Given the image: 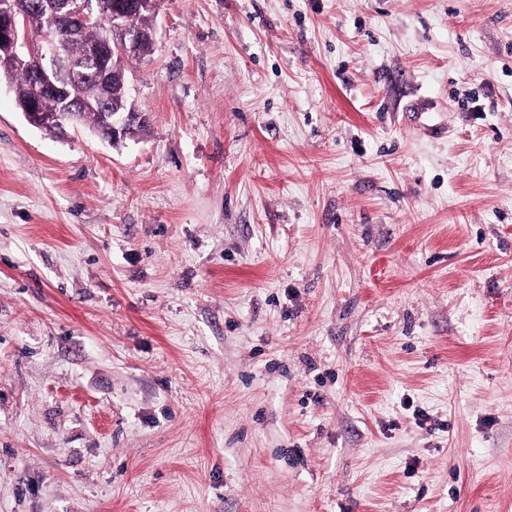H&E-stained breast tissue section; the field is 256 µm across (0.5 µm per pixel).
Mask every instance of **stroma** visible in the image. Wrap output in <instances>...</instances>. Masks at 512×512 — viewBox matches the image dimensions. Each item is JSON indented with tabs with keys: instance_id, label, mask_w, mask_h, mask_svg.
<instances>
[{
	"instance_id": "35a3bbf8",
	"label": "stroma",
	"mask_w": 512,
	"mask_h": 512,
	"mask_svg": "<svg viewBox=\"0 0 512 512\" xmlns=\"http://www.w3.org/2000/svg\"><path fill=\"white\" fill-rule=\"evenodd\" d=\"M147 126L0 83V512H512V0H161Z\"/></svg>"
}]
</instances>
